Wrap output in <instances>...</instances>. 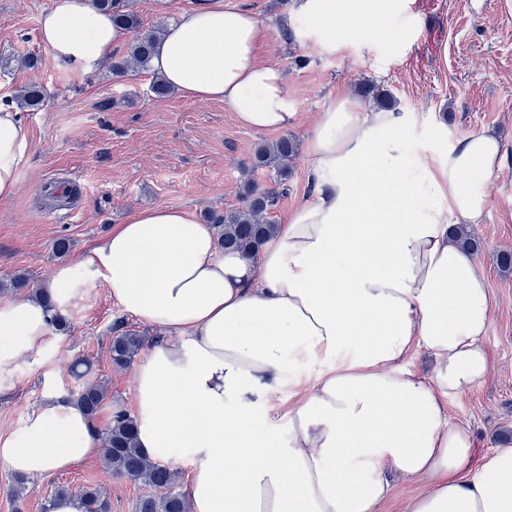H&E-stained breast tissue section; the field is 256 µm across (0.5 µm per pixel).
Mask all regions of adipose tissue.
I'll return each instance as SVG.
<instances>
[{
    "mask_svg": "<svg viewBox=\"0 0 512 512\" xmlns=\"http://www.w3.org/2000/svg\"><path fill=\"white\" fill-rule=\"evenodd\" d=\"M397 0H301L320 51L400 31ZM54 62L90 74L129 33L92 0H52L38 20ZM263 29L232 0H194L157 42L154 73L187 99L221 102L242 126L287 128L282 71L259 62ZM403 114L331 100L306 140L313 198L257 260L222 252L213 225L171 206L133 211L78 264L57 266L54 302L0 299V394L37 361L76 285L106 289L159 331L133 370L137 443L185 457L190 512H381L401 482L422 481L406 512H512V446L473 459L448 402L482 385L492 297L472 250L453 235L482 223L502 146L483 131L405 164ZM28 126L0 104V202L31 152ZM427 351V375L407 358ZM326 359L306 383L292 361ZM289 387L287 403L276 397ZM287 434H280V426ZM92 421L56 388L25 424L0 434V465L24 476L101 455Z\"/></svg>",
    "mask_w": 512,
    "mask_h": 512,
    "instance_id": "ef3b65f1",
    "label": "adipose tissue"
}]
</instances>
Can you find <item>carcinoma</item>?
<instances>
[{"mask_svg":"<svg viewBox=\"0 0 512 512\" xmlns=\"http://www.w3.org/2000/svg\"><path fill=\"white\" fill-rule=\"evenodd\" d=\"M100 9L112 13V21L133 33V39L125 51L112 56V74L125 76L149 68L161 26L142 29L140 17L134 10V0H92ZM358 94L381 109H392L394 97L386 90L371 83H362ZM20 105L27 111H37L44 106L41 86L31 82L23 87L19 95ZM298 155L297 141L288 135L272 142L262 141L254 149L251 170H267L274 173L275 186L261 188L252 179L244 181L239 207L225 212L211 211L207 221L217 229V244L224 251H233L253 259L262 246L273 235L276 225L269 216L282 197L288 194V179ZM13 290H26L33 297L41 296L46 303L50 297L44 289L31 287L30 279L23 273L9 278ZM110 356L118 368H128L145 343V336L123 329L120 322L112 326ZM75 404L89 418H94L108 399L107 388L87 382L71 393ZM136 418L122 408L112 411L107 427L98 434L106 468L113 477L150 489L137 499L135 512H189L188 495L180 490L177 472L169 465L146 456L136 441ZM62 497L77 501L80 512H110L106 494L97 488L67 486L57 488L49 500L46 512H53L54 503Z\"/></svg>","mask_w":512,"mask_h":512,"instance_id":"obj_1","label":"carcinoma"}]
</instances>
